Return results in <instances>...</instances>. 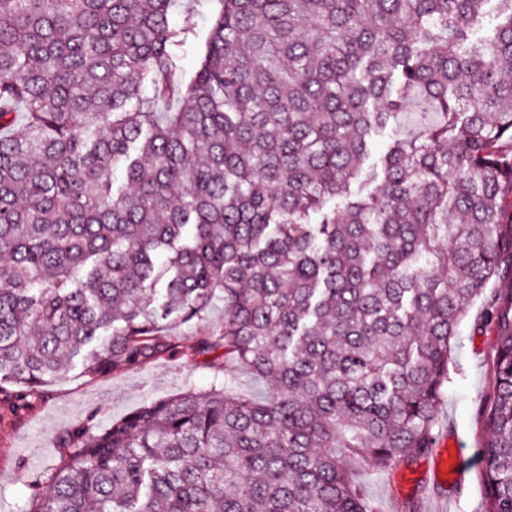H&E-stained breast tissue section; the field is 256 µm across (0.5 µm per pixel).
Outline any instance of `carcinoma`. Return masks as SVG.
<instances>
[{"instance_id": "1", "label": "carcinoma", "mask_w": 512, "mask_h": 512, "mask_svg": "<svg viewBox=\"0 0 512 512\" xmlns=\"http://www.w3.org/2000/svg\"><path fill=\"white\" fill-rule=\"evenodd\" d=\"M175 2L0 0V389L159 360L219 293L185 353L273 388L73 427L26 512H376L352 470L433 448L458 326L512 280V0L479 44L489 0H220L187 83ZM483 322L482 512H512L511 288ZM486 16L480 27L474 29L470 34V42L472 44H479L486 38L493 35L496 26L499 23L497 14V4L495 1H490L486 6ZM395 126H388L383 132L374 136L371 147L369 158L364 162L362 173L358 182L352 185L351 189L355 194L365 195L366 193L375 190L378 186L379 181L371 182L369 180L370 170L373 163H375L379 156L385 151L387 145L392 141L395 135ZM224 320V298L215 297L203 321H193L172 327L169 332V340L174 347L186 346L192 343L197 336L208 329L218 327Z\"/></svg>"}]
</instances>
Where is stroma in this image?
<instances>
[{
	"instance_id": "1",
	"label": "stroma",
	"mask_w": 512,
	"mask_h": 512,
	"mask_svg": "<svg viewBox=\"0 0 512 512\" xmlns=\"http://www.w3.org/2000/svg\"><path fill=\"white\" fill-rule=\"evenodd\" d=\"M217 8L216 0H201L194 13L179 7L170 16L171 25L190 30L178 50L185 76L193 75L202 58ZM502 287L500 281L490 282L484 297L471 305L459 326L451 380L444 390L434 430L436 448L459 442L465 463L473 472L479 468V423L490 386L489 357L496 345V334L483 324L482 316L487 296ZM223 319L224 300L218 297L203 321L169 330V340L177 351L166 359L102 377L88 376L81 365H74L64 379L43 385L18 413L11 412L8 399H1L0 512H22L39 477L62 459L58 436L75 425L102 428L147 402L187 389L204 393L219 384L254 399L265 398L262 380L225 363L222 352L197 358L182 355L183 346L218 327ZM433 462V456L427 455L410 463H398L384 472L362 469L354 479L363 494L377 505L378 512H405L403 505L409 500L420 501L421 512H458L455 493L435 478Z\"/></svg>"
}]
</instances>
